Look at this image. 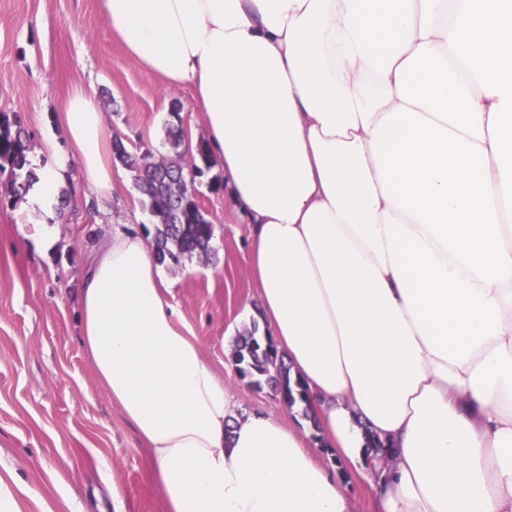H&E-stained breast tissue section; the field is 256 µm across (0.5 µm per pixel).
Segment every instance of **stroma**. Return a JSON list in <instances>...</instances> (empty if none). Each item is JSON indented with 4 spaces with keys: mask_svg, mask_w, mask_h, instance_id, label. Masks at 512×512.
<instances>
[{
    "mask_svg": "<svg viewBox=\"0 0 512 512\" xmlns=\"http://www.w3.org/2000/svg\"><path fill=\"white\" fill-rule=\"evenodd\" d=\"M87 88L109 139L139 155L166 154L171 101L181 104L183 150L205 141L202 112L186 87L165 85L113 36L102 0H0V112L20 114L36 169L54 166L68 142L58 120L73 86ZM99 191L70 167L60 187L65 212L28 201L0 206V462L12 469L22 512H167L150 451L100 385L81 344V287L96 250L116 224L153 218L133 174L113 161ZM214 226L210 254L163 265L177 324L200 337L239 408L300 420L268 390L242 381L233 341L259 315L248 275L246 224L226 191L199 186ZM49 232L51 247L38 234Z\"/></svg>",
    "mask_w": 512,
    "mask_h": 512,
    "instance_id": "1",
    "label": "stroma"
}]
</instances>
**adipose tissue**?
Listing matches in <instances>:
<instances>
[{"mask_svg": "<svg viewBox=\"0 0 512 512\" xmlns=\"http://www.w3.org/2000/svg\"><path fill=\"white\" fill-rule=\"evenodd\" d=\"M113 35L205 116L249 224L262 324L323 445L240 411L144 233L81 290L95 375L150 450L169 512H512V0H103ZM69 163L112 184L74 87ZM390 456L372 459L368 438ZM347 480L348 484H350L353 500H354V508L355 512H372L373 508V495L369 488L361 485L356 477L350 472L347 471Z\"/></svg>", "mask_w": 512, "mask_h": 512, "instance_id": "obj_1", "label": "adipose tissue"}]
</instances>
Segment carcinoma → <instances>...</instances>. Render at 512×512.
Segmentation results:
<instances>
[{
    "label": "carcinoma",
    "instance_id": "cac0c4a2",
    "mask_svg": "<svg viewBox=\"0 0 512 512\" xmlns=\"http://www.w3.org/2000/svg\"><path fill=\"white\" fill-rule=\"evenodd\" d=\"M171 153L155 156L146 152L140 156L120 148L118 158L134 173L137 191L143 197L156 223L144 228L159 263L179 265L181 259L206 255L213 237V224L200 207L183 194L189 180L198 181L211 168L205 147L197 155L188 156L180 150L182 130L168 128ZM32 144L19 116L0 113V172H9L12 191L10 198L17 203L39 180L31 167ZM233 361L238 370L250 375L257 387H267L286 407L295 404L289 368L285 357L271 347V338L262 334L257 321L236 337Z\"/></svg>",
    "mask_w": 512,
    "mask_h": 512
}]
</instances>
